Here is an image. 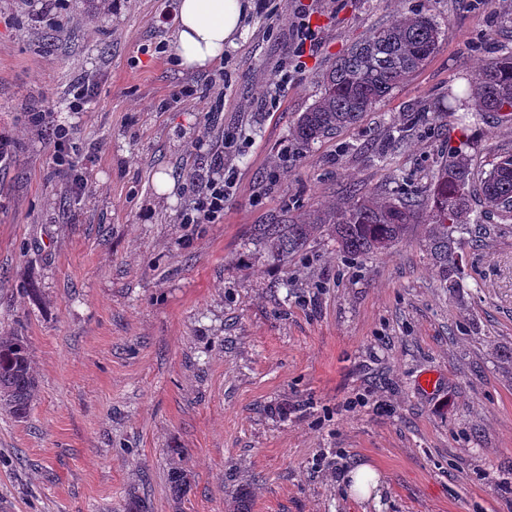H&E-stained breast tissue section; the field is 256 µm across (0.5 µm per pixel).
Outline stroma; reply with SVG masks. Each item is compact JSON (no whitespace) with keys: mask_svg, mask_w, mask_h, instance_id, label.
Listing matches in <instances>:
<instances>
[{"mask_svg":"<svg viewBox=\"0 0 512 512\" xmlns=\"http://www.w3.org/2000/svg\"><path fill=\"white\" fill-rule=\"evenodd\" d=\"M43 2L0 0V133L16 158L0 166V335L26 337L37 380L27 418L0 409V512H126L133 497L146 512H232L242 492L248 512H512V224L458 238L457 292L424 224L360 257L326 227L281 260L262 239L352 192L427 200L459 135L432 106L512 49V0H304L321 44L274 109L295 0H275L274 24L248 12L203 71L171 53L179 0H70L62 29ZM418 10L439 50L357 122L299 145L293 126L336 60ZM219 70L232 86L210 138L239 135L238 186L223 223L185 226ZM88 79L86 111H63ZM186 84L196 99L172 102ZM39 109L76 126L83 195L31 125ZM468 134L475 175L512 151L495 115ZM360 464L379 496L350 493Z\"/></svg>","mask_w":512,"mask_h":512,"instance_id":"obj_1","label":"stroma"}]
</instances>
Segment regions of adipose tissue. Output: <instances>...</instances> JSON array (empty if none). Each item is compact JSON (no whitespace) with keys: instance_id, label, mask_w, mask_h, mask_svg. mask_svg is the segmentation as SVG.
I'll return each mask as SVG.
<instances>
[{"instance_id":"ef3b65f1","label":"adipose tissue","mask_w":512,"mask_h":512,"mask_svg":"<svg viewBox=\"0 0 512 512\" xmlns=\"http://www.w3.org/2000/svg\"><path fill=\"white\" fill-rule=\"evenodd\" d=\"M244 0H180L176 50L183 68H210L234 44L245 15Z\"/></svg>"}]
</instances>
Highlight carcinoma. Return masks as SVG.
Returning a JSON list of instances; mask_svg holds the SVG:
<instances>
[{
  "label": "carcinoma",
  "mask_w": 512,
  "mask_h": 512,
  "mask_svg": "<svg viewBox=\"0 0 512 512\" xmlns=\"http://www.w3.org/2000/svg\"><path fill=\"white\" fill-rule=\"evenodd\" d=\"M440 31L431 16L418 12L396 17L355 44L323 78L324 91L301 113L293 136L302 146L331 135L370 111L438 50ZM478 111L512 121V51L489 62L461 90L448 89L438 112H458L466 120V100ZM468 142L448 148L434 175L430 211L419 220L418 203L402 197H352L307 212L289 224L266 230L269 253L284 258L301 250L324 224L331 225L340 252L359 256L401 243L412 225H430V251L445 287H464L454 258L456 235L477 223L474 201L501 223H512V154L497 157L487 176L477 179L467 159ZM36 381L22 336H0V404L15 417H27Z\"/></svg>",
  "instance_id": "carcinoma-1"
}]
</instances>
